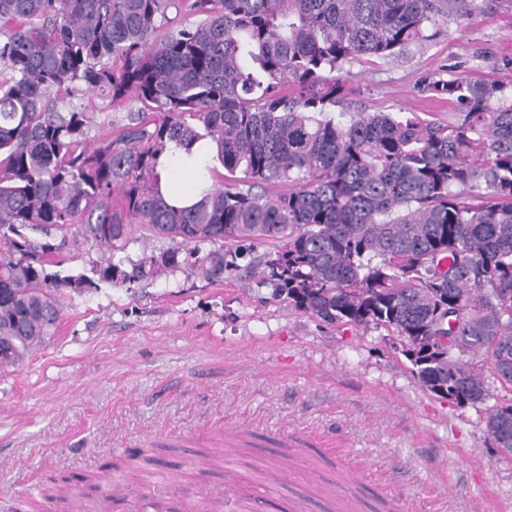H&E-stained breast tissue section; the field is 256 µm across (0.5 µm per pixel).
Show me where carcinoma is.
Listing matches in <instances>:
<instances>
[{"instance_id":"1","label":"carcinoma","mask_w":512,"mask_h":512,"mask_svg":"<svg viewBox=\"0 0 512 512\" xmlns=\"http://www.w3.org/2000/svg\"><path fill=\"white\" fill-rule=\"evenodd\" d=\"M199 20L163 30L169 8ZM440 0H0V369L53 335L56 292L189 267L210 281L224 242L280 241L260 282L330 325L384 329L423 389L485 407L512 448V100L499 88L434 80L456 119L357 111L334 117L358 56L424 40ZM100 92L129 109L87 146ZM216 145L224 181L189 208L168 205L155 168L165 143ZM120 192L118 201L112 195ZM178 243L122 269L131 226ZM78 227L102 249L91 275L49 267ZM59 244L28 235L51 229ZM208 245L210 249L202 250ZM459 336L450 361L433 338ZM494 404L486 406L489 400ZM67 481L42 489L68 498Z\"/></svg>"}]
</instances>
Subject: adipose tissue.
Masks as SVG:
<instances>
[{"label": "adipose tissue", "mask_w": 512, "mask_h": 512, "mask_svg": "<svg viewBox=\"0 0 512 512\" xmlns=\"http://www.w3.org/2000/svg\"><path fill=\"white\" fill-rule=\"evenodd\" d=\"M215 147L210 139H203L185 148L177 142H169L161 154L156 167L157 180L165 201L174 207H188L196 203L212 186L207 171L212 164ZM185 168L196 175L194 189L188 194H176L171 190L177 169Z\"/></svg>", "instance_id": "obj_1"}]
</instances>
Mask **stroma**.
Segmentation results:
<instances>
[{
  "mask_svg": "<svg viewBox=\"0 0 512 512\" xmlns=\"http://www.w3.org/2000/svg\"><path fill=\"white\" fill-rule=\"evenodd\" d=\"M472 20L450 8L426 41L400 55L343 65L358 108L432 114L448 122L434 79L496 84L512 96V0H474ZM91 143L113 138L126 107L81 97ZM55 336L20 367L0 370V512L28 500L38 512L49 479L106 462L155 455L161 473L132 494L196 505L223 498V473L190 475L197 451L223 455L250 487L255 512L270 503L326 512H512V456L488 436L482 410L422 389L381 329L327 325L297 311L246 266L220 282L182 268L154 280L114 281L57 293ZM304 459L284 463L285 449ZM293 476H279L281 466ZM358 466L365 484L343 474Z\"/></svg>",
  "mask_w": 512,
  "mask_h": 512,
  "instance_id": "obj_1",
  "label": "stroma"
}]
</instances>
